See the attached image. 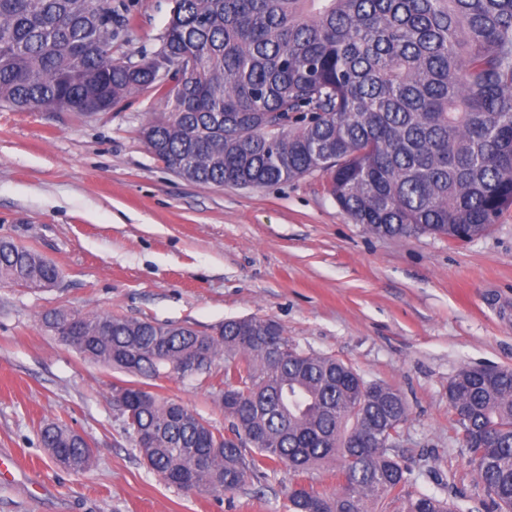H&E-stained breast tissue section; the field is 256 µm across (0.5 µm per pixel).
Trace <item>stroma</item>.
I'll return each mask as SVG.
<instances>
[{
  "label": "stroma",
  "instance_id": "35a3bbf8",
  "mask_svg": "<svg viewBox=\"0 0 512 512\" xmlns=\"http://www.w3.org/2000/svg\"><path fill=\"white\" fill-rule=\"evenodd\" d=\"M173 6L112 0L123 25L113 60L158 50ZM164 109L145 89L92 114L0 110V237L61 274L48 290L0 286V448L19 461L0 480V512H288L295 485L336 489L335 462L307 473L273 462L232 494L165 484L123 431L119 372L42 329L59 306L206 333L272 318L300 350L400 391L412 492L495 512L450 422L448 382L465 365L512 367V210L468 243L390 238L354 223L321 171L254 189L190 184L140 137ZM160 392L227 428L210 388L172 377ZM57 417L92 446L84 474L55 468L39 445L40 424Z\"/></svg>",
  "mask_w": 512,
  "mask_h": 512
}]
</instances>
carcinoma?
Masks as SVG:
<instances>
[{"label": "carcinoma", "instance_id": "carcinoma-1", "mask_svg": "<svg viewBox=\"0 0 512 512\" xmlns=\"http://www.w3.org/2000/svg\"><path fill=\"white\" fill-rule=\"evenodd\" d=\"M112 25V0H0V105L92 113L153 89L166 111L141 135L175 175L262 188L322 171L339 207L377 235L471 241L512 208V0H174L159 49L136 63L112 60ZM59 279L39 251L0 237L1 285ZM72 314L56 307L41 322L60 341ZM78 317L72 349L133 377L112 385V403L165 483L221 494L271 461L304 473L338 460L339 489L300 486L288 512H377L402 499V512H465L406 490L400 392L299 350L275 321L202 333ZM202 350L195 370L181 369ZM170 376L217 390L229 433L153 392ZM448 410L483 491L512 512V368H460ZM38 440L58 468L90 469L91 448L65 421L44 422Z\"/></svg>", "mask_w": 512, "mask_h": 512}]
</instances>
